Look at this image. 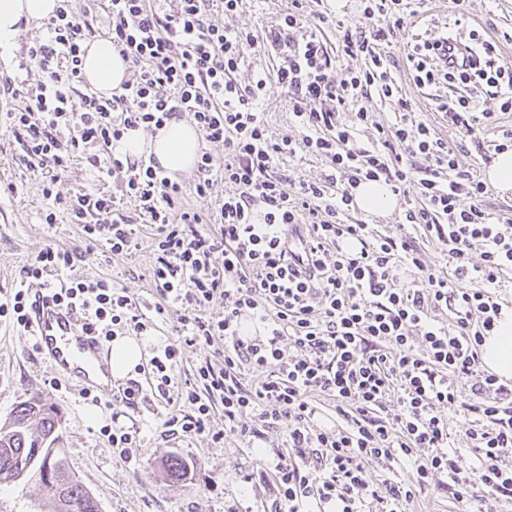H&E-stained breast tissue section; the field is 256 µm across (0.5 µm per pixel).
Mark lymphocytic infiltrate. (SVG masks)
Segmentation results:
<instances>
[{
  "mask_svg": "<svg viewBox=\"0 0 512 512\" xmlns=\"http://www.w3.org/2000/svg\"><path fill=\"white\" fill-rule=\"evenodd\" d=\"M59 5L42 38L28 49L42 74L36 88L0 80V98L25 99L4 121L25 151L50 206L45 223L66 212L85 248L43 247L21 274L19 288L0 301V321L29 325L30 292L74 306L103 336H143L175 320V338L155 355L148 383L128 382L118 401L137 410L153 387L170 411L166 433L223 441L238 436L267 451L275 498L263 512H407L432 489L450 490L464 512H497L512 503V384L482 363L480 347L494 330L498 290L512 275V222L482 206L486 187L466 166L459 146L416 119L391 73L388 50L413 0H364L369 30L345 29L327 46L320 26L305 28L304 0L279 24L257 35L205 19L209 3L225 15L246 0H107L108 31L131 74L111 97L87 87L81 46L95 32L87 15ZM446 40L414 45L407 58L416 85L444 81L437 107L467 138L489 119L475 91L512 111V69L499 65L491 43L476 52H449ZM276 58L271 71L241 83L244 48ZM360 57L361 68L332 78L337 58ZM288 89L295 134L273 137L259 110L272 87ZM399 107L394 122L377 127L366 110L352 123L342 114L368 94ZM189 120L207 150L196 163L194 193L224 196L209 216L184 206L182 187L160 167L123 164L113 147L126 131ZM224 148L216 167L210 146ZM100 182L126 168L119 190L100 187L64 196L56 183L77 152ZM304 154L325 160L316 181H293L282 160ZM421 158L413 167L412 158ZM390 185L403 207L395 231L349 222L360 180ZM133 200L137 215L123 207ZM150 224L156 299L136 301L110 279L51 273L73 269L85 249L105 246L115 256L134 245L136 220ZM436 238L445 264L429 265L417 233ZM252 333L243 330L244 321ZM207 354L191 380L174 370L182 346ZM470 383L461 401L458 380ZM332 403L334 427L319 426L318 401ZM224 407L216 425L214 408ZM444 405L470 421L465 453L448 444ZM280 432L282 444L269 435Z\"/></svg>",
  "mask_w": 512,
  "mask_h": 512,
  "instance_id": "f902f5d3",
  "label": "lymphocytic infiltrate"
}]
</instances>
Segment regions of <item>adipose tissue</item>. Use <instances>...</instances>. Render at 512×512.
Returning <instances> with one entry per match:
<instances>
[{
  "mask_svg": "<svg viewBox=\"0 0 512 512\" xmlns=\"http://www.w3.org/2000/svg\"><path fill=\"white\" fill-rule=\"evenodd\" d=\"M57 0H0V50L10 51L19 33L20 19L40 21L52 16ZM82 74L93 90L111 96L128 73V63L111 40L95 39L83 46ZM200 134L187 120H173L147 134L127 131L115 151L130 159L154 157L169 175L184 174L194 168L198 158ZM482 362L504 379L512 378V309L503 310L494 332L487 336Z\"/></svg>",
  "mask_w": 512,
  "mask_h": 512,
  "instance_id": "obj_1",
  "label": "adipose tissue"
}]
</instances>
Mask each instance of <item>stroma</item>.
Here are the masks:
<instances>
[{
	"label": "stroma",
	"instance_id": "35a3bbf8",
	"mask_svg": "<svg viewBox=\"0 0 512 512\" xmlns=\"http://www.w3.org/2000/svg\"><path fill=\"white\" fill-rule=\"evenodd\" d=\"M291 0H247L242 11L224 16L208 11L206 19L219 26L231 25L260 34L276 25L287 13ZM308 13L330 19L323 34L335 41L336 23L366 25L360 0H309ZM475 35L494 43L499 57L512 65V0H467L465 13H458L453 0H421L415 19L397 33L392 46V72L402 94L418 119L429 123L449 143L461 141L454 127L443 120L431 86H416L407 59L411 45L431 39L444 30ZM43 24H22L12 51L0 57V76L36 86L41 74L28 56V48L39 40ZM19 148L9 131L0 130V299L18 288L23 266L31 262L47 242L78 247L80 229L67 215L46 224L41 215L48 206L38 180L17 159ZM137 246L130 252L110 257L102 252L88 254L73 268L74 276L97 280L107 278L138 301L155 297L152 268L155 255L149 224L138 226ZM31 333L0 323V422L16 405L37 394L52 402L63 422L64 446L71 470L97 500L101 512H260L272 488L261 479L265 469L259 449L246 447L235 435L214 444L204 438L163 436L164 402L151 397L132 413L140 429L136 458L124 462L113 454L107 438L100 434L111 412L102 409L100 421L87 417L90 401L81 398L67 382L57 381L51 366L33 349ZM177 455L189 465L181 481L170 480L162 466L166 456ZM46 494L36 480L23 478L0 486V512H45Z\"/></svg>",
	"mask_w": 512,
	"mask_h": 512
}]
</instances>
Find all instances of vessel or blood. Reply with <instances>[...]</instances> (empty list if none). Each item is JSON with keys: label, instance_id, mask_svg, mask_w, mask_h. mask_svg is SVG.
Instances as JSON below:
<instances>
[{"label": "vessel or blood", "instance_id": "b4317fda", "mask_svg": "<svg viewBox=\"0 0 512 512\" xmlns=\"http://www.w3.org/2000/svg\"><path fill=\"white\" fill-rule=\"evenodd\" d=\"M39 354L76 390L111 392L110 342L85 328L75 311L36 304L32 322Z\"/></svg>", "mask_w": 512, "mask_h": 512}]
</instances>
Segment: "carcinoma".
<instances>
[{
    "label": "carcinoma",
    "instance_id": "obj_1",
    "mask_svg": "<svg viewBox=\"0 0 512 512\" xmlns=\"http://www.w3.org/2000/svg\"><path fill=\"white\" fill-rule=\"evenodd\" d=\"M62 416L45 399L32 395L15 407L10 417L0 423V484L10 483L25 468L28 476L42 483L48 512H100L99 504L66 463L62 442ZM52 484L43 483L42 465L49 453ZM163 469L173 480L188 474L186 462L175 455L167 457Z\"/></svg>",
    "mask_w": 512,
    "mask_h": 512
}]
</instances>
